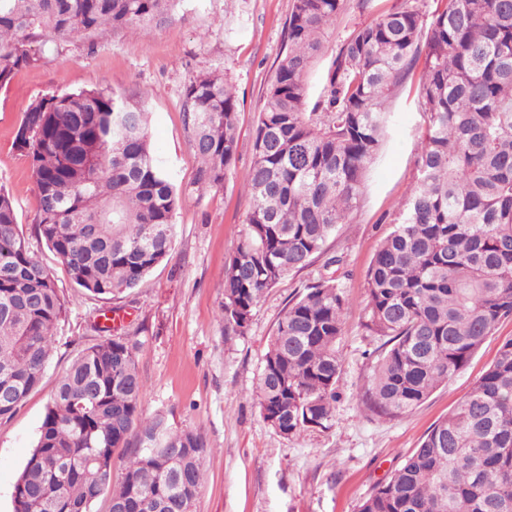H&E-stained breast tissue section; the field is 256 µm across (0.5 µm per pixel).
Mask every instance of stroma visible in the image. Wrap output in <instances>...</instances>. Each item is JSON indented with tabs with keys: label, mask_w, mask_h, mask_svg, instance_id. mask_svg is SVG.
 Segmentation results:
<instances>
[{
	"label": "stroma",
	"mask_w": 512,
	"mask_h": 512,
	"mask_svg": "<svg viewBox=\"0 0 512 512\" xmlns=\"http://www.w3.org/2000/svg\"><path fill=\"white\" fill-rule=\"evenodd\" d=\"M402 0H345L326 35L337 49L358 25ZM292 0H182L181 21L95 44L68 47L20 69L0 87V189L9 193L24 231H31L37 201L29 160L14 139L29 103L65 90L108 87L139 102L148 132L179 198L173 247L136 288L113 298L81 293L45 244L32 242L52 271L66 305L39 387L8 421L0 423V512H12L13 485L40 433L46 404L59 378L84 348L112 336L137 341L144 390L142 419L163 414L170 427L201 434L207 444L197 512H357L417 448L431 425L469 392L499 345L512 338V317L502 319L469 363L412 412L382 418L361 401L380 341L361 326L370 261L397 217L415 176L422 117L412 93V69L395 88L394 114L382 149L368 170L363 200L339 225L328 249L343 254L340 268L323 259L268 291L246 335L224 340V262L245 224L244 181L252 162V127L269 78L285 46ZM215 71L234 85L239 102L238 159L224 186L189 191L197 159L183 128L182 92L194 74ZM337 276L350 299L337 350L342 370L333 426L286 439L262 418L254 397L263 355L289 301L319 274Z\"/></svg>",
	"instance_id": "obj_1"
}]
</instances>
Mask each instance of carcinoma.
Instances as JSON below:
<instances>
[{"label": "carcinoma", "mask_w": 512, "mask_h": 512, "mask_svg": "<svg viewBox=\"0 0 512 512\" xmlns=\"http://www.w3.org/2000/svg\"><path fill=\"white\" fill-rule=\"evenodd\" d=\"M412 0L356 27L308 106L307 77L344 0H293L286 44L253 126L246 224L224 265V342L246 335L265 293L327 253L359 207L392 119L386 101L418 60L424 126L417 175L366 273L362 327L384 339L362 401L401 417L467 365L512 316V0ZM181 0H0V87L14 72L108 33L177 19ZM193 189L221 188L238 156L235 89L215 72L185 85ZM142 106L108 88L28 105L15 145L36 186L34 233L94 296L137 287L170 253L177 189L155 155ZM350 301L319 277L267 345L255 397L285 438L329 429ZM64 314L10 195L0 189V421L43 379ZM137 344L83 349L57 383L12 492V512H196L204 438L144 421ZM139 427L136 443L130 442ZM128 452L112 487L115 451ZM358 512H512V339L448 416L361 501Z\"/></svg>", "instance_id": "cac0c4a2"}]
</instances>
